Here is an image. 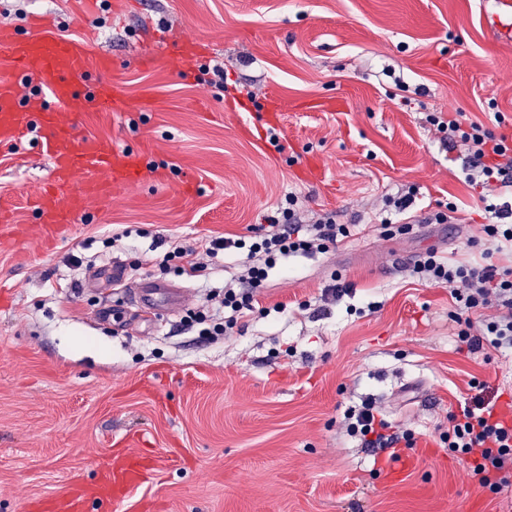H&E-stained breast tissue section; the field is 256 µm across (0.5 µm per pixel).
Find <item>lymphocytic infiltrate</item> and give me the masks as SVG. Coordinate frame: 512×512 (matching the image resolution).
Segmentation results:
<instances>
[{"label": "lymphocytic infiltrate", "instance_id": "lymphocytic-infiltrate-1", "mask_svg": "<svg viewBox=\"0 0 512 512\" xmlns=\"http://www.w3.org/2000/svg\"><path fill=\"white\" fill-rule=\"evenodd\" d=\"M431 122L444 133L449 146L462 147L467 153L470 163L463 172L464 180L480 188L486 212L495 214L497 221L482 225L481 238L466 242L470 248L486 243L482 262H458L431 250L417 262L414 272L450 287L455 306L449 317L458 326V337L467 351L511 347L512 266L493 263L490 256L495 250H512V138L462 112L445 119L435 116ZM296 203L295 197H287L285 206L265 215L263 224L254 227L251 235L233 241L210 239L197 252L190 265L194 271L218 259L230 245L242 259L245 285L225 288L220 306L226 317L213 324L211 335H226L239 319L253 313L257 296L280 257L325 253L349 237L348 225L330 217L306 225L297 222ZM345 419L348 434L360 437L365 447L393 450L414 445L411 432L396 431L373 402L348 410ZM448 422L440 439L450 452L462 457L471 477L493 493L512 486V415L479 401L449 412Z\"/></svg>", "mask_w": 512, "mask_h": 512}]
</instances>
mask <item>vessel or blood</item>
<instances>
[{
	"label": "vessel or blood",
	"instance_id": "1",
	"mask_svg": "<svg viewBox=\"0 0 512 512\" xmlns=\"http://www.w3.org/2000/svg\"><path fill=\"white\" fill-rule=\"evenodd\" d=\"M488 26L496 38L512 42V0H495ZM0 55L8 59L9 76L0 79V144L20 145L29 137L41 140L52 160V182L36 208L49 227L68 223L90 201L111 197L121 186L140 177L141 162L111 141H76L70 120L74 112L111 106L117 96L104 76L112 69L110 56L89 57L83 43L59 36L50 21L34 23L26 36L0 30ZM91 82L87 93L78 86ZM86 178L78 188L77 173ZM132 302L151 314L175 308L180 289L162 281H143L126 290ZM142 468L124 463L98 469L93 480L74 487L64 498L47 499L41 512H112V488L140 482Z\"/></svg>",
	"mask_w": 512,
	"mask_h": 512
}]
</instances>
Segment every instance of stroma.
<instances>
[{"label":"stroma","instance_id":"35a3bbf8","mask_svg":"<svg viewBox=\"0 0 512 512\" xmlns=\"http://www.w3.org/2000/svg\"><path fill=\"white\" fill-rule=\"evenodd\" d=\"M490 6L0 0V29L23 35L46 14L90 56H111L116 110L71 121L143 161L138 182L47 237L33 198L50 158L0 145V512H34L117 457L158 468L118 492L116 512H512V487H480L439 446L449 411L512 399V349L460 350L450 288L413 274L428 248L457 251L495 221L460 179L466 153L430 122L463 112L512 131V42L490 32ZM185 39L204 44L187 66ZM291 193L303 223L330 215L351 235L281 257L232 335L181 318L223 290L236 252L195 277L134 266L248 234ZM452 202L460 223H435ZM386 215L413 233L380 237ZM117 260L128 280L184 289L181 306L141 312L112 280ZM335 274L352 288L337 300L325 293ZM368 400L415 434L397 479L387 452L342 426Z\"/></svg>","mask_w":512,"mask_h":512}]
</instances>
